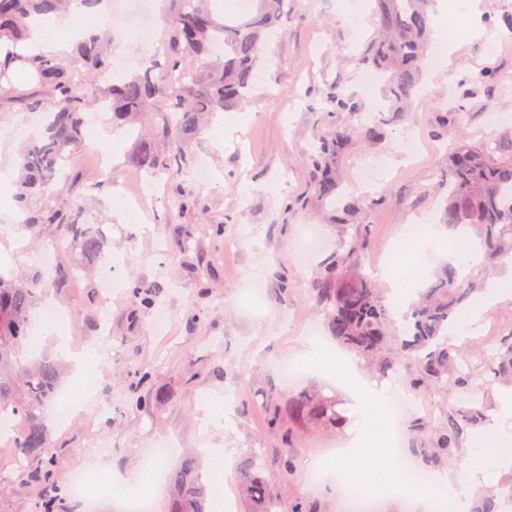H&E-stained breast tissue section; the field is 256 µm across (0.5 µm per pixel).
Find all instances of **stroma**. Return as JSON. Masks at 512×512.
Returning a JSON list of instances; mask_svg holds the SVG:
<instances>
[{
  "label": "stroma",
  "mask_w": 512,
  "mask_h": 512,
  "mask_svg": "<svg viewBox=\"0 0 512 512\" xmlns=\"http://www.w3.org/2000/svg\"><path fill=\"white\" fill-rule=\"evenodd\" d=\"M285 33L272 42L258 66L261 76L246 105L212 121L191 145L198 163L208 165L214 181L199 184L182 176L187 194L207 203L206 212L180 208L164 180L145 184L128 163L132 139L119 133L107 151L112 156V185L83 203L82 220L101 225L116 260L119 293L102 313L101 280L105 264L89 274L50 289L47 298L63 313L70 348L101 343L107 361L100 365L92 397L82 411L59 419L56 406L45 411L51 443L63 462L80 469L104 459L121 481L144 490L146 462L164 475L151 500V512H170L175 475L185 457H194L202 478H209L211 448L234 449L235 461L263 449L260 472L272 497L305 500L312 512H339L336 484L310 487L308 476L327 449L343 447L354 417L351 400L336 383L313 371L296 383L283 369L302 360V338L309 327L318 343H331L326 314L311 286L322 262L355 225L371 229L358 255L359 272L380 279L388 260L384 249L403 225L437 221L439 186L448 174L455 141L477 143L512 130V41H498L497 22L512 12V0H482L477 21L484 34L465 33L450 23L459 0H436L435 30L421 79V90L391 117L376 141L352 138L339 161L344 191L361 199L382 196L375 208L359 207L351 223L334 220L310 189L312 131L324 121L322 93L330 85L359 95L368 109L389 108L383 85L365 88L356 57L374 31L372 0H288ZM493 72L509 82L495 98L471 89L458 100L456 89L476 72ZM463 107L459 138H438L436 113ZM500 121H493L492 112ZM44 130L41 112L21 105H0V167H17L29 138ZM419 144L415 158L404 152L406 140ZM131 196L150 187L158 195L147 221L130 219L112 207L114 187ZM32 234L21 224L0 218V253L8 269L37 265ZM287 292H280V280ZM152 294L155 307H142L140 294ZM169 322L157 334L151 323L158 309ZM512 335V299L491 307L472 336L458 344L465 351L478 398L496 418L499 397L512 383H485L480 349ZM361 374L377 389L412 403L430 428H438L449 407L467 406L469 393L415 396L406 367L387 373L359 363ZM322 390L336 397L346 423L340 427L307 425L296 429L294 474L283 478L277 458L282 444L267 424L271 406L287 409L290 395ZM37 492L12 452L0 453V512H33Z\"/></svg>",
  "instance_id": "35a3bbf8"
}]
</instances>
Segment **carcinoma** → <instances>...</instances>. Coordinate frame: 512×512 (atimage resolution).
<instances>
[{
	"mask_svg": "<svg viewBox=\"0 0 512 512\" xmlns=\"http://www.w3.org/2000/svg\"><path fill=\"white\" fill-rule=\"evenodd\" d=\"M70 2L0 0V39L9 45L0 57V82L8 84L9 100L50 112L45 133L26 148L19 162L16 202L27 217L26 224L32 229L52 226L57 249H78L85 260L94 262L106 258V241L100 227L79 223L81 203L88 192L112 186V179L87 185L76 175H59L63 162L82 140L89 110L105 104L113 122L133 125L153 104L165 103L169 121L152 135L137 137L129 160L150 178L167 176L180 207L205 211L201 200L182 195L178 184L179 176L190 168L185 147L208 118L239 109L248 101L268 42L288 21V0H260L255 13L222 20L210 8L211 0H175L166 19L165 61L150 57L140 72L119 83L105 82L94 96L82 92L80 83L86 76L100 81L111 70L110 32L81 41L72 65L52 55L25 57L17 52L28 35L26 19L64 11ZM374 14L377 34L359 61L375 69L396 97L409 99L417 89L433 25L432 0H374ZM20 68L34 74L35 89L20 90L14 85L13 75ZM324 101L327 121L314 133L311 154L313 189L323 203L332 204L341 188L338 159L349 140L357 133L368 141L378 140L383 123H336L337 113L356 118L364 105L357 96L333 86L324 92ZM158 140L176 144V151L160 152ZM59 181L65 185L61 199L52 189ZM440 223L448 237L464 234L474 240L487 270L512 257V134L454 148L448 157V184L442 189ZM368 236V226L357 225L354 240L341 242L336 256L325 263L315 291L327 312L332 336L385 373L396 369V362L385 356L394 324L392 311L376 284L352 269ZM78 271L60 261L51 270L18 283L0 275V427L14 421L24 425L7 445L14 448L16 458L26 461L27 473L41 486L35 512H66L53 479L60 460L42 423L46 406L56 397L61 368L47 356L27 359L23 345L29 339L38 294ZM477 291L479 280L473 272L464 273L451 264L436 271L418 291L405 315L402 341L404 358L415 367L410 378L415 391L474 392L472 372L462 366L464 356L448 346V329L465 313V301ZM485 358L493 379L512 378L511 341L504 340ZM288 414L297 422L334 424L339 420L335 404L317 394L290 397ZM485 420V407L476 400L448 409L427 457L438 460L458 445L467 430ZM258 459L254 453L239 466L246 499L263 505V512L278 507L282 512H307L300 500L285 505L270 497L267 484L255 472ZM176 488L172 512H205L206 488L196 474L194 458L183 460Z\"/></svg>",
	"mask_w": 512,
	"mask_h": 512,
	"instance_id": "cac0c4a2",
	"label": "carcinoma"
}]
</instances>
